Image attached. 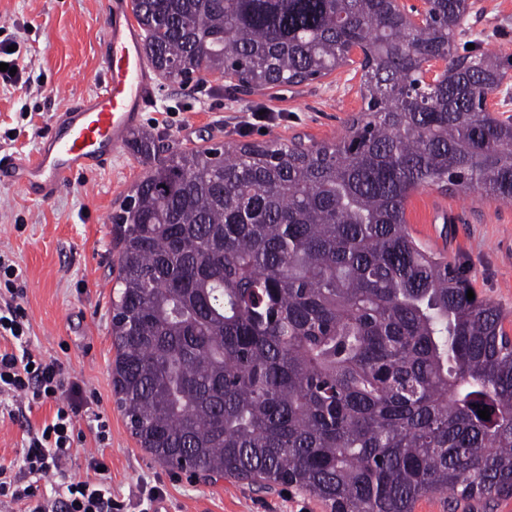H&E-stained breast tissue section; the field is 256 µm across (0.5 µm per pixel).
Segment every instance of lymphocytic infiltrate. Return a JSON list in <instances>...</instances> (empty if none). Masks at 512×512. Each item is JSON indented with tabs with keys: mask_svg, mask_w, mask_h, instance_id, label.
<instances>
[{
	"mask_svg": "<svg viewBox=\"0 0 512 512\" xmlns=\"http://www.w3.org/2000/svg\"><path fill=\"white\" fill-rule=\"evenodd\" d=\"M0 337L10 342L9 350L0 351V394L27 395L30 404L55 401L56 412L49 423L30 434L24 450L28 474L43 479L57 472L70 456L74 442V420L79 411L75 403H61L69 385L61 365L44 359L30 347L29 322L19 304L24 293L17 267L0 258ZM102 463L91 459V474L83 480L58 483L55 500L35 501L33 486H19L10 468L0 465V497L12 502H27V512H52L63 507L65 512H112V487L101 470Z\"/></svg>",
	"mask_w": 512,
	"mask_h": 512,
	"instance_id": "obj_1",
	"label": "lymphocytic infiltrate"
}]
</instances>
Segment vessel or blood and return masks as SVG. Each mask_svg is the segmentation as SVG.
I'll return each instance as SVG.
<instances>
[{
  "label": "vessel or blood",
  "instance_id": "obj_1",
  "mask_svg": "<svg viewBox=\"0 0 512 512\" xmlns=\"http://www.w3.org/2000/svg\"><path fill=\"white\" fill-rule=\"evenodd\" d=\"M109 47L103 56L102 89L64 113L34 158L0 167V179L41 198L55 195L75 173L94 170L120 147L152 93L140 29L126 0H113L106 18Z\"/></svg>",
  "mask_w": 512,
  "mask_h": 512
}]
</instances>
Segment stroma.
Listing matches in <instances>:
<instances>
[{"label": "stroma", "mask_w": 512, "mask_h": 512, "mask_svg": "<svg viewBox=\"0 0 512 512\" xmlns=\"http://www.w3.org/2000/svg\"><path fill=\"white\" fill-rule=\"evenodd\" d=\"M110 0H0V42L14 45L24 65L18 84L0 81V163L30 158L58 116L92 96L104 79L108 48L105 18ZM484 42L512 55V0H472L458 49ZM353 64L298 86L243 96L220 74L206 85L183 86L153 79V97L141 129L183 148L269 137L312 145L341 138L363 106L361 74ZM266 119H257V112ZM143 168L130 145H122L99 168L74 175L54 197L38 200L0 183V256L22 272L21 301L34 352L61 363L77 386L64 401L79 404L71 457L62 466L74 479L102 461L112 498L121 512H152L155 501L168 512H331L297 487L263 491L233 479H207L174 472L155 461L127 426L112 389V297L117 276L112 214ZM454 220H444V213ZM413 236L426 248L461 265L472 288L503 309L512 337V204L469 198L455 189L428 187L407 206ZM0 398V464L22 467L28 428L51 420L55 403L33 406L25 416L6 413ZM105 421L107 438L96 426ZM413 512H512V496L482 503L449 502L447 495L420 498Z\"/></svg>", "instance_id": "stroma-1"}]
</instances>
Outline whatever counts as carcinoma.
<instances>
[{"mask_svg": "<svg viewBox=\"0 0 512 512\" xmlns=\"http://www.w3.org/2000/svg\"><path fill=\"white\" fill-rule=\"evenodd\" d=\"M160 76L288 87L351 62L365 107L333 143L277 137L178 149L146 132L112 215V387L165 466L331 512H412L422 496H512V340L503 311L422 247L416 191L512 201V122L486 108L506 75L457 55L469 0H131ZM430 58L448 60L433 84ZM488 408L490 419L478 416Z\"/></svg>", "mask_w": 512, "mask_h": 512, "instance_id": "carcinoma-1", "label": "carcinoma"}]
</instances>
